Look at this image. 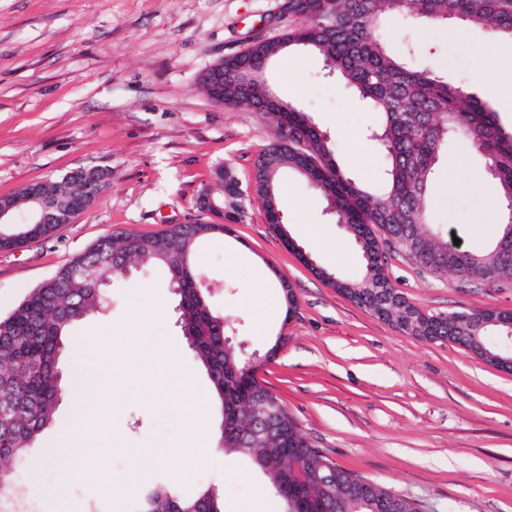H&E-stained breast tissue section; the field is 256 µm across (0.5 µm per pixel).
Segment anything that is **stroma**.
<instances>
[{"label":"stroma","mask_w":512,"mask_h":512,"mask_svg":"<svg viewBox=\"0 0 512 512\" xmlns=\"http://www.w3.org/2000/svg\"><path fill=\"white\" fill-rule=\"evenodd\" d=\"M282 0H0V196L79 168H108L99 197L70 223L22 247L0 250V316L37 285L119 232L150 236L174 223L209 221L203 189L218 191L217 170L241 186L274 136L268 119L247 104L224 107L202 89L201 76L224 57L294 28ZM388 49L409 54L496 110L512 134V106L494 95L497 39L449 21L437 25L389 15ZM267 80L288 104L308 113L327 136L342 169L366 189L381 185L382 153L373 134L378 114L354 97L324 60L292 48L272 63ZM482 156L454 140L433 189L436 223L461 248L478 249L498 233L499 205ZM282 228L268 224L260 198L225 199L244 216L196 248L199 286L225 318L224 334L243 358L261 356L283 339L260 382L278 396L302 433L337 466L411 498L422 512H512V372L462 347L399 330L357 306L318 277L323 268L355 277L360 251L337 224L318 190L291 172L280 181ZM392 287L426 313L512 312V286L469 284L456 273L422 269L398 248L386 249ZM297 300L291 319L276 315L256 327L257 292ZM153 289L165 304L150 333L171 346L179 367L208 387L207 374L177 322V298L166 272L134 271L112 279L111 308L79 322L74 338L113 336L95 368L113 380L130 376L138 353L133 302ZM10 479L23 512H138L139 493L120 499L96 493L75 472L77 449L47 465V443L72 418L69 400ZM112 426L130 445L167 430L156 405L112 402ZM188 470L184 483L173 472ZM154 482L183 498L223 488L226 512H286L285 501L245 457L163 462Z\"/></svg>","instance_id":"1"}]
</instances>
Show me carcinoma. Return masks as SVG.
Listing matches in <instances>:
<instances>
[{
  "label": "carcinoma",
  "instance_id": "obj_1",
  "mask_svg": "<svg viewBox=\"0 0 512 512\" xmlns=\"http://www.w3.org/2000/svg\"><path fill=\"white\" fill-rule=\"evenodd\" d=\"M400 15L427 21L456 20L479 27L512 43V0H291L289 15L301 19L274 39L258 41L215 65L224 71V105L248 103L274 119V139L255 159V193L262 199L277 196L281 174L288 169L303 177L327 200L329 210L353 235L363 253V265L354 278H340L325 269L318 275L331 282L355 304L413 336L448 340L485 362L500 365L512 357V328L502 312L481 311L482 322L460 312L430 314L391 291L382 303L383 289L391 284L383 273L379 243L390 240L405 254L411 249L442 256L438 271L470 274L472 262L494 266L500 247L512 235V135L504 134L496 112L464 87L430 69H417L404 56L392 54L379 33L381 16ZM308 48L320 55L331 71L359 99L379 113L381 126L374 134L383 158L382 187L372 193L337 164L327 138L307 113L283 108L270 89L266 73L282 54L278 44ZM452 139L463 140L481 153L496 181L502 204L496 240L481 250L451 248L443 228L434 223L431 190ZM201 233L181 240L167 230L159 239L175 241L179 260L188 266L189 279L177 294L181 327L190 347L206 370L219 403L220 438L224 451L248 457L267 474L272 488L288 487L303 512H324V490L317 471L336 472V496L345 512H376V497L392 492L375 488V495L359 490L360 477L335 466L321 449L301 433L280 399L264 387L248 392L245 379L251 361L236 356L224 343V317L214 312L199 288L193 259L197 244L216 236V226L201 224ZM136 235L99 239L89 249L36 288L5 319H0V481L38 437L54 426V411L63 397L55 371L73 326L94 311L105 310L104 288L126 267L112 263V254L127 263L170 269L163 255L152 250L132 251ZM275 413V425L257 424L262 408ZM279 448L273 456L269 449ZM140 512H224V494L214 487L183 499L165 486L141 493Z\"/></svg>",
  "mask_w": 512,
  "mask_h": 512
}]
</instances>
